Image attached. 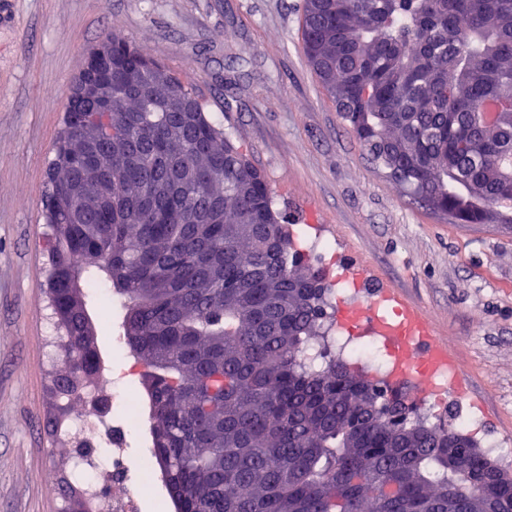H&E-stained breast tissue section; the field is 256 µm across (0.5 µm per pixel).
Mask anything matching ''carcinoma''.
I'll use <instances>...</instances> for the list:
<instances>
[{
	"label": "carcinoma",
	"instance_id": "carcinoma-1",
	"mask_svg": "<svg viewBox=\"0 0 512 512\" xmlns=\"http://www.w3.org/2000/svg\"><path fill=\"white\" fill-rule=\"evenodd\" d=\"M112 134L75 121L52 178L82 182L54 213L50 302L66 353L84 335L71 280L109 281L123 300L130 353L146 367L155 464L176 512H512V477L460 433L430 425L415 401L336 356L332 284L274 210L272 190L177 91L196 125L165 111L161 63L106 37ZM304 54L376 165L453 224H510L496 196L512 167V0H303ZM494 102L503 113L477 139ZM164 175L183 180L158 210L135 206ZM214 205V224L186 214ZM89 258L78 265L74 257ZM99 371L83 362L63 397Z\"/></svg>",
	"mask_w": 512,
	"mask_h": 512
}]
</instances>
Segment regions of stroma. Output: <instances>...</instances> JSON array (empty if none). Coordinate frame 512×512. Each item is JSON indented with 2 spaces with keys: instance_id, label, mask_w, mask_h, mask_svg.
Returning a JSON list of instances; mask_svg holds the SVG:
<instances>
[{
  "instance_id": "stroma-1",
  "label": "stroma",
  "mask_w": 512,
  "mask_h": 512,
  "mask_svg": "<svg viewBox=\"0 0 512 512\" xmlns=\"http://www.w3.org/2000/svg\"><path fill=\"white\" fill-rule=\"evenodd\" d=\"M122 34L168 67L262 172L292 240L368 267L429 315L484 414L512 441V224H452L411 200L343 123L302 51V0H0V512H62L82 488L56 422L64 373L46 294L48 167L87 51ZM88 312L109 357L110 291ZM53 473L60 492L45 494Z\"/></svg>"
}]
</instances>
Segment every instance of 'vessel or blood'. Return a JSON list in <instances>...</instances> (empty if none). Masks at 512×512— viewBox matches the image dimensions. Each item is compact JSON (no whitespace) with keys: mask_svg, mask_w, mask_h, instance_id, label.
Listing matches in <instances>:
<instances>
[{"mask_svg":"<svg viewBox=\"0 0 512 512\" xmlns=\"http://www.w3.org/2000/svg\"><path fill=\"white\" fill-rule=\"evenodd\" d=\"M375 297L392 305L395 317L373 314L360 305L346 307L341 317L359 332L378 336L397 348L399 360L394 369L395 378H402L411 370V360L416 355L428 370L440 369L449 362L447 347L435 336L430 321L416 306L391 288L377 290Z\"/></svg>","mask_w":512,"mask_h":512,"instance_id":"1","label":"vessel or blood"}]
</instances>
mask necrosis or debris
Wrapping results in <instances>:
<instances>
[{
	"instance_id": "necrosis-or-debris-1",
	"label": "necrosis or debris",
	"mask_w": 512,
	"mask_h": 512,
	"mask_svg": "<svg viewBox=\"0 0 512 512\" xmlns=\"http://www.w3.org/2000/svg\"><path fill=\"white\" fill-rule=\"evenodd\" d=\"M333 342L338 354L367 363L379 376L391 374L393 357L377 337L340 331ZM114 395L120 401L113 404L111 419L92 417L73 425L72 435L80 445L76 462L85 487L101 495L103 512H140L142 496L155 491L158 482L148 470L149 460L130 466L124 446L128 436L145 428L143 398L116 394L111 375L104 372L99 384L87 392L86 399L91 402Z\"/></svg>"
}]
</instances>
